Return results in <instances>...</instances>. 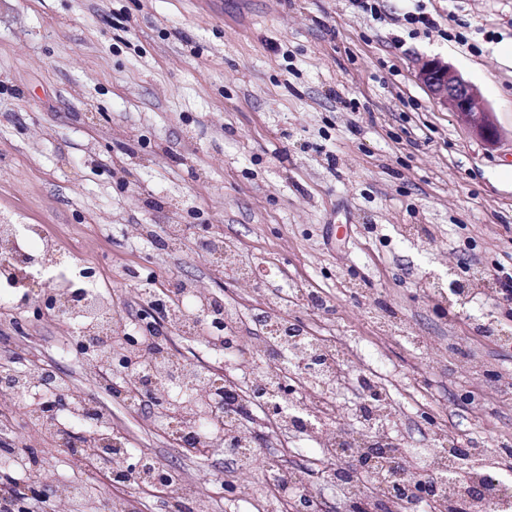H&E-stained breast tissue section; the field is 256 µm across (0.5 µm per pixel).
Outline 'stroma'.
<instances>
[{"label": "stroma", "instance_id": "1", "mask_svg": "<svg viewBox=\"0 0 512 512\" xmlns=\"http://www.w3.org/2000/svg\"><path fill=\"white\" fill-rule=\"evenodd\" d=\"M0 0V216L45 224L62 246L93 245L117 297L151 280L195 283L222 299L208 236L234 239L267 279L291 275L335 299L337 336L396 372L404 446L445 427L458 446L512 441V302L493 277L512 268V0ZM424 9L435 28L412 25ZM438 56L475 89L501 130L486 147L418 83ZM190 227L182 254L133 242L130 224ZM482 292L438 300L435 283ZM406 318L446 346L379 337L375 316ZM492 374L475 385L461 357ZM133 447L193 477L224 455L169 447L159 423L127 413L104 383L75 378ZM37 453L91 495L117 489L141 512H196L113 487ZM207 491L227 512H248Z\"/></svg>", "mask_w": 512, "mask_h": 512}]
</instances>
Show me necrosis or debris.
I'll use <instances>...</instances> for the list:
<instances>
[{"label": "necrosis or debris", "mask_w": 512, "mask_h": 512, "mask_svg": "<svg viewBox=\"0 0 512 512\" xmlns=\"http://www.w3.org/2000/svg\"><path fill=\"white\" fill-rule=\"evenodd\" d=\"M206 251L215 272L227 274L245 294H259L266 315L265 325L250 334L245 333L241 315L232 304H225L219 315L235 347L246 352L233 379L248 398V415L226 405L223 389L210 377L212 362L223 358L219 347L209 348V361L205 364L188 357L177 358L171 352L172 339L198 335L197 314L212 309V293L187 281H175L179 299L165 305L160 304L154 285L134 289L127 307L156 309L160 328L158 336L143 339L134 349L130 363L121 369L124 381L143 388L150 396L158 407L155 418L168 437L198 427L204 418L219 421L221 429L214 435L213 445L224 451L226 475L248 480L246 493L256 500L258 512H284L282 494L289 489L323 501L327 487L333 492L328 498L333 504L367 503L375 512H387V485L404 479V468L391 463L378 465L368 481L339 482L333 475L337 465L358 460L369 449L390 446L397 439L392 424L400 411L392 402L384 363L357 358L347 342L318 336L308 329L295 338H283L281 332L289 322V304L325 315L334 312V301L324 291L294 278L275 288L261 287L256 267L243 263L235 242L223 235L210 237ZM94 262L87 253L65 251L44 225L0 219V284L5 287L6 297L28 293L32 281L49 282L59 307V319L76 325L79 335L89 343L83 357L75 361V370L92 379L108 380L112 377L108 364L112 347L131 327L132 319L127 307H119L111 293L96 284L89 287L94 296L91 305L73 301L70 270H80ZM274 347L288 353L289 363L269 360ZM27 350V344L16 343L0 353V375L6 373L13 379L10 388L0 391V433L6 435L11 432V416L22 393L39 391L51 397L59 391L58 386L46 383L42 364L32 362L16 367V360ZM291 379L299 387L296 410H285L277 419L265 422L264 405L254 400V392L260 390L266 397H278ZM348 391L355 393L356 401L352 426L344 430L336 427L333 419L337 399ZM69 416L81 426L80 436H62L52 421L36 420L32 427L43 442L68 457L79 455L94 462L102 449H109L113 471L124 470L131 453L130 441L125 436L114 438L111 418L94 397L78 395ZM260 429L268 434L267 447L262 451L255 443V433ZM299 438L318 450L324 462L321 470L310 472L295 467L288 459L289 443ZM427 441V447L415 454L416 467L419 473L438 479L439 492L431 502L412 503L401 512H450L459 499L460 490L449 478L455 460L453 440L443 429L436 428ZM261 453L279 459L281 467L276 473H262L259 482L254 483L250 480L253 463ZM39 480L53 486L54 512H87L82 483L56 478L47 467L41 469Z\"/></svg>", "instance_id": "4bbe7bcc"}]
</instances>
